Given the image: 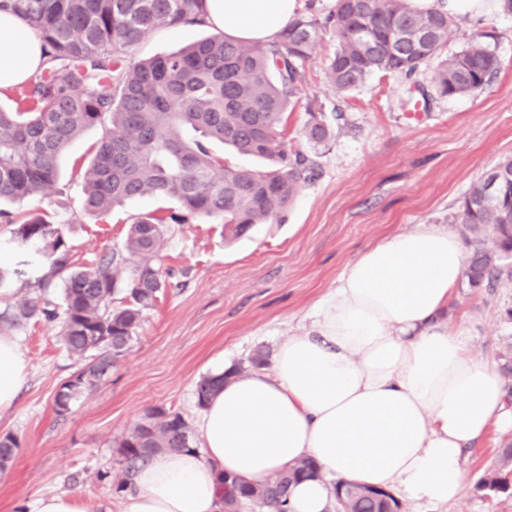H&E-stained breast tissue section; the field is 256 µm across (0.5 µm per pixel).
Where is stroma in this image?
Wrapping results in <instances>:
<instances>
[{
  "mask_svg": "<svg viewBox=\"0 0 512 512\" xmlns=\"http://www.w3.org/2000/svg\"><path fill=\"white\" fill-rule=\"evenodd\" d=\"M454 24L445 54L483 32L500 65L482 89L452 98L436 94L429 68L410 77L378 74L355 91L336 92L328 72L336 43L324 38L305 64L287 126L289 144L300 148L307 106L321 109L332 124L336 136L318 158L319 177L297 195L284 223L256 225L244 238L225 241L221 226L206 222L172 225L161 253L168 288L144 312L130 352L66 416L56 415L53 397L79 360L63 348L57 326L32 322L14 330L28 381L12 412L0 417V435L20 441L13 467L0 473V512H31L37 499L59 492L80 494L90 512H101V504L116 502L119 494L112 482L124 468L117 443L143 414L162 407L196 423V386L215 361L245 368L256 350L275 351L283 337L309 332L313 306L360 252L420 224L448 228L467 243L471 233L454 214L473 183L512 157V12L493 8ZM219 32L208 24L159 30L136 46L133 57L165 54ZM103 133L102 126L90 127L70 146L48 197L6 206L17 216L62 224L75 267L121 247L136 217L163 206L142 197L105 220L82 214L78 172ZM13 231L0 224V245L13 256L0 311L35 296L38 277L51 263ZM448 318L464 323L476 355L503 365L512 347V281L490 291L459 286ZM508 442L512 431L494 429L466 452L457 500L433 507L406 500L401 512H512V498L481 485Z\"/></svg>",
  "mask_w": 512,
  "mask_h": 512,
  "instance_id": "obj_1",
  "label": "stroma"
}]
</instances>
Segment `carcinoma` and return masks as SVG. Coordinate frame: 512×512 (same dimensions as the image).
I'll list each match as a JSON object with an SVG mask.
<instances>
[{
	"label": "carcinoma",
	"mask_w": 512,
	"mask_h": 512,
	"mask_svg": "<svg viewBox=\"0 0 512 512\" xmlns=\"http://www.w3.org/2000/svg\"><path fill=\"white\" fill-rule=\"evenodd\" d=\"M205 0H0V11L22 18L38 35L41 76L13 110L0 108V204L48 195L57 185L60 159L85 129L106 130L83 172V214L104 218L125 201L156 197L174 204L163 215L147 214L129 225L122 249L90 266L73 268L63 225L40 217L20 221L0 209V222L15 224L23 243L39 242L53 257L40 280L41 293L0 313V329L37 320L59 327L66 351L82 364L60 384L54 410L64 416L81 394L92 391L131 350L144 311L167 287L156 265L168 225L211 221L224 238L237 239L258 224H279L295 196L319 176L317 158L335 137L324 113L307 106L302 138L307 151L288 147L285 115L296 102L303 66L326 29L336 38L329 59L338 92L363 86L374 74H412L436 64L443 97L471 94L498 69L495 49L483 35L445 59L453 36L444 13H421L410 0H336L322 22L300 14L265 45L222 34L177 51L132 60L152 32L204 22ZM220 142L264 158L263 171L230 166L211 152ZM502 176L497 190L492 179ZM455 223L487 238L470 242L464 277L469 288L494 289L512 278V158L491 168L464 198ZM130 272L120 276V266ZM226 374L197 385L199 403L224 387ZM194 434L178 412L154 407L119 441L125 468L118 488L154 453L191 447ZM17 439L0 435V467L13 466ZM316 469L310 458L271 479H233L222 512L258 504L286 512L288 487ZM484 487L512 497V442ZM333 497L341 512H400L388 490L339 482Z\"/></svg>",
	"instance_id": "carcinoma-1"
}]
</instances>
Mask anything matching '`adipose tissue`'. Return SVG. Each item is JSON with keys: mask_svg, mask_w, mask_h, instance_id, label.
<instances>
[{"mask_svg": "<svg viewBox=\"0 0 512 512\" xmlns=\"http://www.w3.org/2000/svg\"><path fill=\"white\" fill-rule=\"evenodd\" d=\"M299 0H206L204 19L226 36L265 43ZM42 68L41 42L0 12V89ZM464 273L448 230L422 224L361 252L314 306L309 333L282 339L270 369L231 377L198 419L200 450L163 451L141 465L120 512H221L220 479L255 482L314 459L316 478L293 485L289 512H328L332 481L455 500L462 454L490 429L512 430V405L492 362L467 350L448 300ZM27 378L15 337L0 336V416Z\"/></svg>", "mask_w": 512, "mask_h": 512, "instance_id": "adipose-tissue-1", "label": "adipose tissue"}]
</instances>
